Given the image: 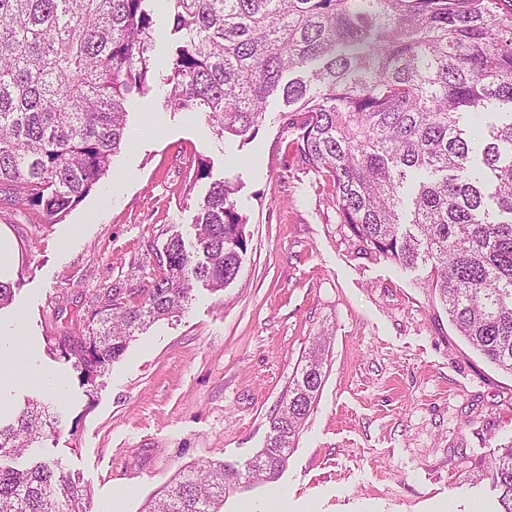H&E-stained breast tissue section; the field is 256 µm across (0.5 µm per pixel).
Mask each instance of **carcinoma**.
I'll use <instances>...</instances> for the list:
<instances>
[{"instance_id": "1", "label": "carcinoma", "mask_w": 512, "mask_h": 512, "mask_svg": "<svg viewBox=\"0 0 512 512\" xmlns=\"http://www.w3.org/2000/svg\"><path fill=\"white\" fill-rule=\"evenodd\" d=\"M156 0H0V187L52 223L107 174L124 145L127 102L143 91ZM180 39L166 61V106L206 112L216 135L250 140L282 95L303 162L328 177L343 224L365 250L430 266L456 330L512 372V7L501 0H165ZM297 74L289 80L285 76ZM236 188L214 183L195 250L167 240L143 300L112 294L85 336L49 349L82 384L135 332L173 316L193 284L231 283L247 249ZM320 345L288 386L265 447L245 472L188 471L151 512H218L226 486L267 482L288 462L322 385ZM60 416L38 401L0 422V459L18 458ZM512 512V440L482 469ZM86 491L58 466L0 465V512H83Z\"/></svg>"}]
</instances>
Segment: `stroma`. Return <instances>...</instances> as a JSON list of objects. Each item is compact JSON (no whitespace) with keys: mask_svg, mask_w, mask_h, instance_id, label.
<instances>
[{"mask_svg":"<svg viewBox=\"0 0 512 512\" xmlns=\"http://www.w3.org/2000/svg\"><path fill=\"white\" fill-rule=\"evenodd\" d=\"M153 30L158 63L128 103L108 173L54 224L0 201L19 251L0 332L22 321L36 348L32 372L0 394V418L32 399L63 414L22 464L61 463L87 489L86 512L115 500L119 512H146L179 473L217 461L240 469L264 448L317 343L323 382L287 467L227 491L221 512H496L490 479L465 472L512 440V373L458 335L426 268L361 248L329 180L295 152L280 96L245 143L218 138L206 113L167 110L168 13H155ZM223 180L248 217L236 279L219 291L196 283L183 312L81 384L47 337L85 334L113 290L148 287L168 238L193 245L197 204ZM50 377L61 392L46 388Z\"/></svg>","mask_w":512,"mask_h":512,"instance_id":"1","label":"stroma"}]
</instances>
